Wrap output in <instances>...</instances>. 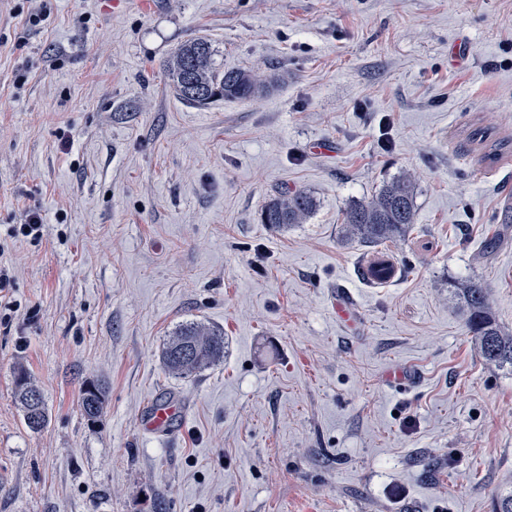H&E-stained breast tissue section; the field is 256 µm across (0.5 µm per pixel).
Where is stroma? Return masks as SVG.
<instances>
[{"mask_svg":"<svg viewBox=\"0 0 512 512\" xmlns=\"http://www.w3.org/2000/svg\"><path fill=\"white\" fill-rule=\"evenodd\" d=\"M25 5L0 0V512H495L512 370L455 288L479 280L512 332V157L467 140H512V0H46L35 27ZM194 37L264 91L181 100L163 63ZM403 175L415 222L372 285L343 216ZM298 189L305 223H259ZM33 204L41 240L12 236ZM189 322L224 360L177 378L161 352ZM164 396L185 419L154 436ZM34 392L39 395L37 400L31 398ZM14 396L20 405L26 426L32 431L42 429L48 421L44 398L40 389L30 381L23 369H18L15 373ZM80 403L86 421L91 425L98 423L105 403V389L102 384L86 382L81 389ZM184 417V408L177 399L153 402L147 409L144 418V428L153 434L166 436L173 433Z\"/></svg>","mask_w":512,"mask_h":512,"instance_id":"obj_1","label":"stroma"}]
</instances>
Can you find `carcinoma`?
I'll use <instances>...</instances> for the list:
<instances>
[{
	"label": "carcinoma",
	"instance_id": "1",
	"mask_svg": "<svg viewBox=\"0 0 512 512\" xmlns=\"http://www.w3.org/2000/svg\"><path fill=\"white\" fill-rule=\"evenodd\" d=\"M214 49L202 37L184 41L167 61L166 68L174 91L184 102L206 107L223 99H248L261 90L249 72L242 69L217 68ZM469 139L479 145L491 143L483 159H498L509 147L502 141H491L489 129L475 126ZM414 181L409 176L387 183L368 201L352 205L344 215V224L352 235L369 247L394 240L414 224ZM317 200L309 192L298 190L280 194L262 209L260 223L274 228L304 223L316 210ZM462 299L461 312L471 335L478 342L482 357L489 363L512 369V333L504 332L490 309L488 290L471 280L458 289ZM163 358L174 374L188 378L224 359V331L200 323L181 326L164 346ZM40 389L27 373L19 369L14 376V396L20 405L26 426L32 431L42 429L48 421L44 398H31ZM80 403L86 421L99 422L105 403L102 384L87 382L81 389Z\"/></svg>",
	"mask_w": 512,
	"mask_h": 512
}]
</instances>
